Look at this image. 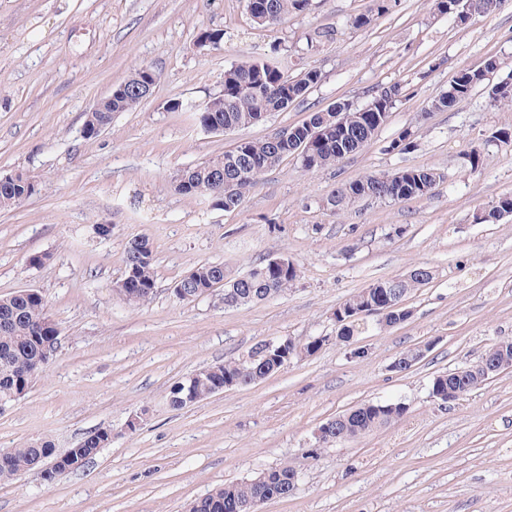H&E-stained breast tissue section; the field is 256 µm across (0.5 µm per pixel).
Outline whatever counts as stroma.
Listing matches in <instances>:
<instances>
[{"instance_id": "obj_1", "label": "stroma", "mask_w": 512, "mask_h": 512, "mask_svg": "<svg viewBox=\"0 0 512 512\" xmlns=\"http://www.w3.org/2000/svg\"><path fill=\"white\" fill-rule=\"evenodd\" d=\"M373 6L313 0L310 11L262 27L246 0H0V172L39 187L0 210V296L40 291L60 331L53 364L0 412V448L48 439L62 453L112 430L79 470L51 482L28 471L0 484V512H188L215 487L283 464L297 471L296 489L263 512H512V372L445 405L429 396L435 374L512 340V216L475 221L512 194V144L493 138L512 112L489 99L491 84L512 80V0L464 24L434 0H397L371 25L349 26ZM206 27L224 40L196 48ZM256 56L321 78L288 110L241 130L210 133L193 113L168 110L172 100H208L225 69ZM491 56L499 67L488 83L432 113L410 153L390 151L458 71ZM139 64L161 75L152 94L86 138L85 112ZM394 83L405 95L387 123L336 166L308 171L286 157L232 213L170 188L178 170L240 139H266L337 102L364 106ZM474 147L487 156L477 172L466 160ZM405 166L446 178L430 196L327 208L341 184ZM99 224L111 234L98 236ZM140 236L154 246L157 284L133 307L113 284L127 242ZM36 253L44 264L28 265ZM283 256L301 274L263 301L228 308L219 290L192 302L174 291L201 263L243 272ZM420 263L436 277L407 297L409 319L383 327L370 316L348 343L332 342V314L349 296ZM282 336L327 343L258 384L170 406L175 382ZM422 345L409 371L392 370L402 351ZM367 401L408 412L318 447L322 422ZM139 412L140 426L127 429Z\"/></svg>"}]
</instances>
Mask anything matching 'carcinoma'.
<instances>
[{
  "label": "carcinoma",
  "instance_id": "obj_1",
  "mask_svg": "<svg viewBox=\"0 0 512 512\" xmlns=\"http://www.w3.org/2000/svg\"><path fill=\"white\" fill-rule=\"evenodd\" d=\"M312 0H247L253 21L261 26L278 24L290 13L304 12ZM498 0H436L435 7L441 14L455 16L465 22L475 15L488 14L497 8ZM320 73L314 69L295 79L282 65L264 59L243 60L224 70L220 102L204 101L195 108L196 120L205 130L217 125L226 131L247 128L261 122L272 112L288 109L303 98L319 82ZM486 79V73L463 69L458 71L448 92L431 102L417 116L420 124L434 112L446 110L467 97ZM160 74L149 65L136 66L130 75L112 88L104 99L101 110L88 112L84 120V135L88 139L99 136V131L112 128V114L136 108L147 98L159 82ZM403 97V86L394 83L383 88L368 105L356 108L340 102L338 112H314L301 124L287 127L290 138L279 141L274 137L254 141L242 139L234 148L190 166L170 181L178 194L203 197L212 205L234 212L241 208L248 193L257 185L261 175L278 165L283 158L295 156L307 170L331 167L363 147L386 123L393 105ZM490 98L495 106L512 110V81H501L491 87ZM415 130L408 128L391 142L389 150L404 154L414 147ZM444 175L430 167H404L387 174H367L357 180L342 184L327 200L331 209L365 197L384 201H404L431 194ZM28 177L20 175L15 181L0 184V208L16 206L35 194L27 183ZM512 215V196L504 195L489 210L476 216L482 223L494 224ZM191 279L181 278L178 284L196 291L194 298L224 289V306L239 307L274 297L299 278L300 267L294 262L274 266L265 259L245 273H237L224 263L208 262L190 270ZM435 272L426 265H417L405 276L378 281L350 296L340 306L343 316L336 317L337 340L347 342L354 335V322L350 313L359 310L388 309L385 326L407 320L410 315L404 306L393 307L389 301L398 294V301H405L413 290L430 283ZM156 288L154 247L146 237L134 238L125 247V270L115 282L113 291L124 302L139 305L149 301ZM60 332L48 314L44 296L35 289H24L0 297V396L13 391L18 373H29L27 382L34 381L52 364L54 356L46 353L53 347ZM483 356L491 360L512 361V343L489 346ZM281 369L277 360L268 359L260 344H255L247 357L227 360L204 367L170 389V405L179 410L189 406L182 385L192 384L193 398L207 399L222 391L224 384L249 386L260 382ZM489 378L476 374L472 368H458L454 373L436 374L430 384V396L448 395L454 391L458 400L481 388ZM407 408L400 403L365 402L342 414L328 429L329 438L322 444L332 445L354 441L370 431L400 422ZM109 428L97 430L93 437L85 438L78 448L64 452L78 467L93 459L100 448L111 442ZM45 455H58L49 440H41L12 449L11 462L0 465V481H10L18 475L38 468ZM297 483V472L290 465L266 470L265 479H252L225 484L207 496L191 503L189 512H234L231 504L252 502L257 508L273 499L290 496L291 484Z\"/></svg>",
  "mask_w": 512,
  "mask_h": 512
}]
</instances>
